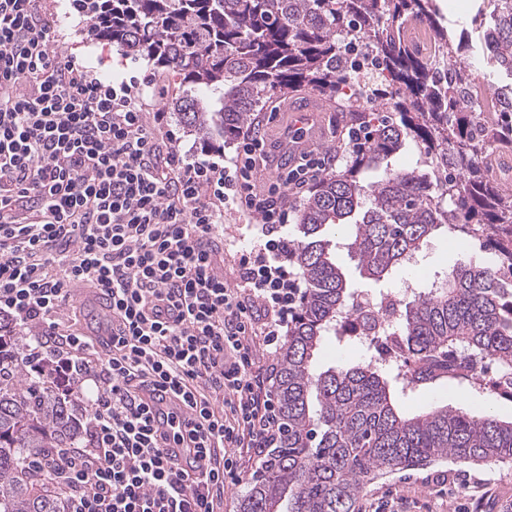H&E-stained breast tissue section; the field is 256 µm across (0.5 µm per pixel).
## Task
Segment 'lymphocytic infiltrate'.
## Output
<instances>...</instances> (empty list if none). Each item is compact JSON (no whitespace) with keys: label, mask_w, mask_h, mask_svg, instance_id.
Wrapping results in <instances>:
<instances>
[{"label":"lymphocytic infiltrate","mask_w":512,"mask_h":512,"mask_svg":"<svg viewBox=\"0 0 512 512\" xmlns=\"http://www.w3.org/2000/svg\"><path fill=\"white\" fill-rule=\"evenodd\" d=\"M59 26L43 0H0V316L27 329L25 366L50 365L85 410L82 447L30 469L64 512H224L238 453L276 442L254 357L295 302L288 198L337 159L302 154L255 190L263 133L227 162L183 155L144 97L152 76L101 80L59 50ZM228 204L261 217L232 285L217 267ZM74 284L109 298L106 355L62 327ZM147 388L172 394L163 417Z\"/></svg>","instance_id":"lymphocytic-infiltrate-1"}]
</instances>
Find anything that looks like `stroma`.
<instances>
[{
	"instance_id": "1",
	"label": "stroma",
	"mask_w": 512,
	"mask_h": 512,
	"mask_svg": "<svg viewBox=\"0 0 512 512\" xmlns=\"http://www.w3.org/2000/svg\"><path fill=\"white\" fill-rule=\"evenodd\" d=\"M63 49L78 62L93 67L104 79H120L135 73L154 74L152 60L132 56L111 43L88 36L79 17L61 21ZM260 215L244 216L233 208L224 210V277L235 280L234 256L252 240L251 227L260 223ZM336 261L347 279L356 287L371 292H393L404 280L425 282L457 263L492 265L495 256L479 247H459L436 234L423 252L418 267L397 270L388 282L374 284L361 276L356 261L341 250ZM64 322L75 331L97 335L112 328L106 306L90 288L75 286L70 290ZM405 409L418 411L434 404L461 405L473 410L486 409L501 417H512V401L468 385L451 389L422 390L401 399ZM385 512H505L512 505V467L475 466L448 461L419 470H400L371 481L360 495L358 512H373L376 506Z\"/></svg>"
}]
</instances>
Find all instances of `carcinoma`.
<instances>
[{"label": "carcinoma", "instance_id": "cac0c4a2", "mask_svg": "<svg viewBox=\"0 0 512 512\" xmlns=\"http://www.w3.org/2000/svg\"><path fill=\"white\" fill-rule=\"evenodd\" d=\"M92 36L152 59L181 77L180 123L221 150L277 91L306 87L344 96L357 129L345 165L304 199L299 238L288 251L304 290L276 358L272 395L277 441L255 470L238 512H355L364 486L387 473L439 460L512 465V418L447 404L404 412L400 396L473 383L512 400V195L485 159L512 145V0H481L477 36L438 21L435 0H82ZM427 22L436 56L415 51L410 31ZM376 53V73L351 79L355 50ZM481 52L510 82L496 87L494 116L481 123L474 74L457 65ZM380 100L371 118L361 103ZM413 145L416 166L366 185L361 175ZM479 235L493 267L459 264L403 303L397 325L370 344L377 357L321 368L324 342L352 346L338 317L360 289L335 254L381 283L418 256L431 235ZM0 324V512H63L27 458L76 448L73 405L49 374L33 376Z\"/></svg>", "mask_w": 512, "mask_h": 512}]
</instances>
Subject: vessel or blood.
<instances>
[{
  "mask_svg": "<svg viewBox=\"0 0 512 512\" xmlns=\"http://www.w3.org/2000/svg\"><path fill=\"white\" fill-rule=\"evenodd\" d=\"M323 115V109L312 94L299 93L289 108V127L279 137L281 152L295 160L313 150L324 132Z\"/></svg>",
  "mask_w": 512,
  "mask_h": 512,
  "instance_id": "b4317fda",
  "label": "vessel or blood"
}]
</instances>
